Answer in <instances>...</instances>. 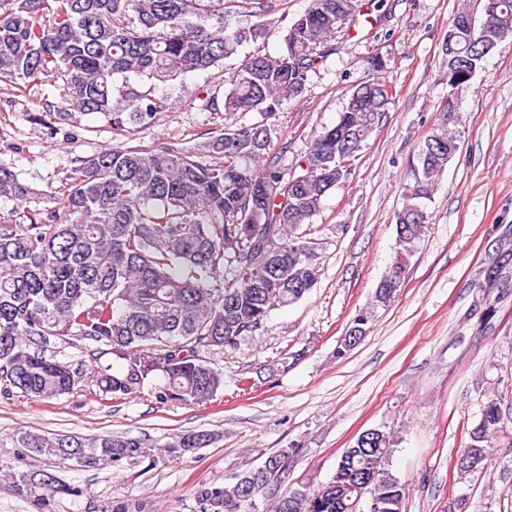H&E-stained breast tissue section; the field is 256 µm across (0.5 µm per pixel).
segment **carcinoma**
Instances as JSON below:
<instances>
[{
    "label": "carcinoma",
    "mask_w": 512,
    "mask_h": 512,
    "mask_svg": "<svg viewBox=\"0 0 512 512\" xmlns=\"http://www.w3.org/2000/svg\"><path fill=\"white\" fill-rule=\"evenodd\" d=\"M228 0H10L0 13V78L22 90L41 78L61 79L74 107L99 114L116 134L149 125L166 99L138 91L132 76L160 82L217 66L238 55L244 43L267 34L266 25L231 28ZM366 0H310L283 36L276 56H249L229 77L224 111L269 117L302 95L309 72L334 47L336 33L368 11ZM496 16L485 28L461 24L458 12L448 34L452 45L472 54L467 68L448 60V88L471 86L479 69L475 50L512 37V0H485ZM357 88L335 126L313 139L302 173L285 176L267 155L265 125L226 128L212 148L224 161L203 163L193 147L156 144L113 148L80 160L63 195L61 214L50 223L0 224V379L40 399L86 389L101 400H121L156 381L158 403L196 405L224 388L223 374L204 359L215 349H236L264 327L274 309L291 305L318 280L311 249L298 233L310 223L327 193L348 175L355 157L386 112L385 82ZM458 151L456 136L441 123L426 139L413 170L407 203L395 215L397 257L374 293L385 307L403 284L408 258L425 233L422 201L431 196ZM35 191L0 165V195L26 204ZM224 274V287L210 281ZM491 293L512 278V230L498 239L483 268ZM91 340L110 347L119 371L91 357L73 366L45 355L50 339ZM501 411L490 400L469 433L491 456ZM15 447L58 465L70 461L117 469L149 460L151 447L123 435L50 437L25 433ZM213 442L210 433L180 434L170 452L194 454ZM393 432L375 428L345 449L333 475L317 487L280 494L297 448L269 456L234 482L206 483L194 490L197 512H254L245 478L259 476V495L272 512H350L357 497L375 500L376 512H401L406 484L388 469ZM8 469L16 494L35 512H55V498L80 497L86 489L47 469Z\"/></svg>",
    "instance_id": "1"
}]
</instances>
